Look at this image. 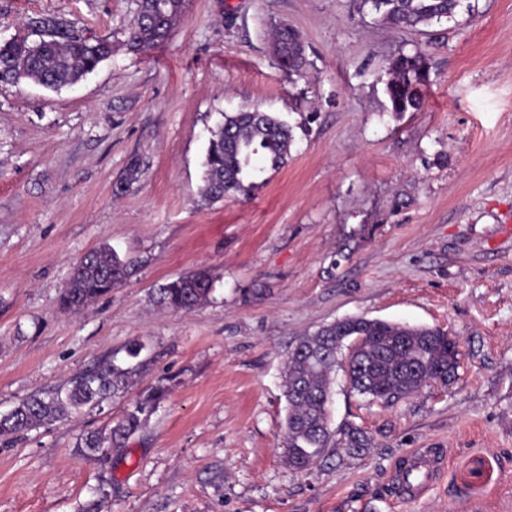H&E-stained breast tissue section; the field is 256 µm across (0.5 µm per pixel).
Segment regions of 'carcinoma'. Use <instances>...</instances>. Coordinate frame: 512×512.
<instances>
[{
  "label": "carcinoma",
  "instance_id": "obj_1",
  "mask_svg": "<svg viewBox=\"0 0 512 512\" xmlns=\"http://www.w3.org/2000/svg\"><path fill=\"white\" fill-rule=\"evenodd\" d=\"M384 21L395 27H417L452 18L460 0H365ZM183 0H138L128 40L144 48L164 41L181 13ZM28 36L0 43V83L30 80L47 89L60 90L78 83L111 55L108 43L90 40L58 16L30 19ZM50 29L49 35L42 31ZM273 50L280 67L297 74L306 66L299 33L289 27L276 30ZM430 65L421 51L400 54L389 62L385 87L390 111L416 112L423 103L421 88L429 81ZM293 140L291 126L280 117L258 108L224 114V123L211 133L204 161L201 198L217 202L226 196L249 199L265 182V175L283 167ZM144 162L131 159L123 193L142 173ZM136 261L122 259L108 247L84 254L74 265L64 288L60 307L78 311L135 272ZM212 281L198 271L161 285L153 293L156 306L166 310H191L209 301ZM358 350L348 365L339 356L351 340ZM344 368L350 387L371 401L388 404L419 392L426 378L443 382L456 376L459 351L448 333L437 327L409 325L364 316L334 321L301 338L284 363V396L288 413L284 447L288 466L304 471L328 448L340 444L351 453L369 447L370 440L357 427L339 432L328 418L333 374ZM138 365L120 362L117 354L98 368L85 372L64 388L32 394L10 413L0 416V438L10 439L48 423L122 397L136 375ZM161 387L140 398L111 427L92 431L77 442L83 459L106 463L137 433L162 398ZM341 434L335 439V434Z\"/></svg>",
  "mask_w": 512,
  "mask_h": 512
}]
</instances>
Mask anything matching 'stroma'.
Returning <instances> with one entry per match:
<instances>
[{
  "label": "stroma",
  "mask_w": 512,
  "mask_h": 512,
  "mask_svg": "<svg viewBox=\"0 0 512 512\" xmlns=\"http://www.w3.org/2000/svg\"><path fill=\"white\" fill-rule=\"evenodd\" d=\"M137 0H0V41L59 16L112 55L58 91L0 83V414L142 344L135 384L0 441V512H512V0H461L452 20L396 29L363 0H185L169 37L135 49ZM281 24L308 65L287 76ZM420 50V111L390 112L389 61ZM252 107L293 128L286 166L249 202L202 203L211 130ZM145 166L115 187L132 157ZM108 246L136 274L83 310L59 301L77 260ZM209 303L160 311L194 270ZM364 316L447 331L457 375L384 405L337 374L332 427L372 440L288 468L284 359L304 334ZM165 387L107 466L76 443ZM440 448L415 500L395 461Z\"/></svg>",
  "instance_id": "35a3bbf8"
}]
</instances>
